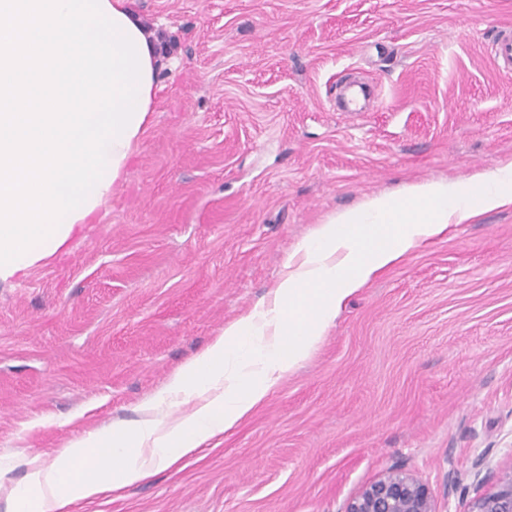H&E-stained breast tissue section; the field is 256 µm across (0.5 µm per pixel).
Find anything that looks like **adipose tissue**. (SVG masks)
<instances>
[{
	"instance_id": "adipose-tissue-1",
	"label": "adipose tissue",
	"mask_w": 512,
	"mask_h": 512,
	"mask_svg": "<svg viewBox=\"0 0 512 512\" xmlns=\"http://www.w3.org/2000/svg\"><path fill=\"white\" fill-rule=\"evenodd\" d=\"M160 60L127 0H0V280L63 250L124 180L155 110ZM505 205L511 162L330 216L288 256L268 300L178 367L139 420L30 463L19 512H62L178 465L291 376L349 296L450 224ZM183 403L190 411L173 414Z\"/></svg>"
}]
</instances>
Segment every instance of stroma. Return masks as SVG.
I'll use <instances>...</instances> for the list:
<instances>
[{"mask_svg":"<svg viewBox=\"0 0 512 512\" xmlns=\"http://www.w3.org/2000/svg\"><path fill=\"white\" fill-rule=\"evenodd\" d=\"M175 63L111 199L0 282V456L48 464L133 421L254 308L329 215L512 161V0H129ZM374 101L336 109L346 73ZM439 512L512 473V205L450 225L351 295L234 431L64 512H344L387 471ZM491 54L500 70L512 74V27L500 28L491 43Z\"/></svg>","mask_w":512,"mask_h":512,"instance_id":"1","label":"stroma"}]
</instances>
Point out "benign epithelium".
Wrapping results in <instances>:
<instances>
[{"mask_svg":"<svg viewBox=\"0 0 512 512\" xmlns=\"http://www.w3.org/2000/svg\"><path fill=\"white\" fill-rule=\"evenodd\" d=\"M345 512H437L430 488L416 475L390 470L362 488ZM468 512H512V474L476 498Z\"/></svg>","mask_w":512,"mask_h":512,"instance_id":"obj_1","label":"benign epithelium"}]
</instances>
